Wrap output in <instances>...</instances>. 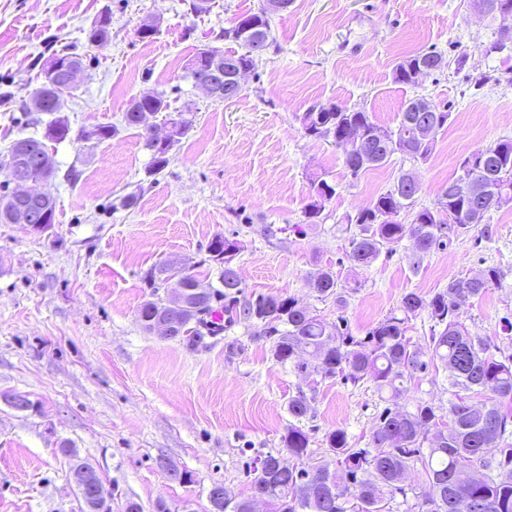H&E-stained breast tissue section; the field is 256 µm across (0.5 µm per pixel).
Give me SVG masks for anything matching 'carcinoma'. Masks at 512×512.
<instances>
[{"mask_svg": "<svg viewBox=\"0 0 512 512\" xmlns=\"http://www.w3.org/2000/svg\"><path fill=\"white\" fill-rule=\"evenodd\" d=\"M487 17L499 19L501 24L494 39L483 45L482 55L490 57L512 49L501 33L512 26V0H486ZM256 28L250 36L242 35L239 22L224 29L221 37L245 49L233 52L224 59L238 61L251 69L255 56L248 51V43L257 41L262 51L273 44L268 10L248 14ZM112 20L100 15L88 30L90 45L102 48L111 40ZM426 58L441 60L444 55L436 50H421L400 61L394 70V80L404 85L415 84V68ZM188 65V77L195 84L208 82L210 49L201 48ZM64 73L55 76L40 71V87L33 99L34 110L44 112L52 119L46 123L43 138L23 137L15 140L7 156L0 161L8 181L19 183L32 177L51 179L56 173L55 162L46 142L62 141L71 133V127L61 112L65 97L57 94L54 84ZM415 99L406 101L401 109L397 128L385 129L372 121L369 113L352 110L336 102L316 103L302 114L304 134L313 138L333 137L335 141L351 143L344 148V163L351 174L386 164L393 152L387 148L391 137L408 142L410 158L425 162L430 157L435 134L448 125L450 112L442 106L432 115V135L422 141L417 136L420 122L411 111ZM153 114L167 110L163 93L147 91L135 97L125 112L126 126L141 129L144 146L151 152L148 174H160L171 160L170 152L187 134L190 124L184 123L177 136L166 148L155 144L151 129L138 122L132 108ZM116 132L113 126L98 125L90 130H78L79 141H102ZM461 171L470 176L474 185L485 177H492L502 186V198L495 202L479 201L477 196L459 197L452 191L454 181L441 188L434 204L416 208L421 191L411 184L407 175L398 177L393 188L380 194L373 204L348 215L345 220L357 231L350 239V257L357 265L371 266L382 254L404 238L413 242L417 261L434 248L471 230L476 222L470 212L481 207L490 213L512 203V140L505 139L490 149H476L465 157ZM311 202L304 211L310 224L316 223L326 202L336 195V188L326 179L311 181ZM34 213L49 212V222L55 219V200L48 195L44 200L18 202L13 194L0 195V223L19 205ZM403 210L412 212L410 224H401L396 217ZM239 246L221 235L208 245L210 260L224 267V289L213 286L198 289L196 275L168 265H158L147 272V278L158 285L175 277L188 289L185 304L174 308L172 300L151 298L144 301L137 318L142 327L153 330L159 318L171 315L177 328L167 339L196 349L205 339L224 332V324L216 321L218 308H224L226 321L231 323L241 316L261 324L257 335L272 340V353L281 364L289 363L299 372L308 369L307 358L316 361L314 372L324 379L337 376L354 384L369 380L389 402L400 395L405 384L428 366H441L448 372L449 384L464 392H483L486 399L473 405L457 394L448 400L447 415L435 403L419 401L410 409H383L371 442L365 448H354L348 433L337 428L326 435L327 448L333 455L334 466L310 463L312 452L309 436L298 426L288 427L283 437L288 457L293 459L282 467L279 456L269 454L253 467L251 494L232 498L224 495V512H252L254 501L261 499L271 512H393V504L405 507L404 512H454L448 508L458 500L473 507L471 512H512V414L503 410L512 403V357L499 358L490 352V346L470 335L460 319L461 304L470 297L484 295L492 288L502 286L499 268L487 266L473 276L453 280L448 287L425 298L416 293L403 296L397 311L378 322L364 337L356 338L342 331L341 326L329 324L301 306L292 297L269 294L249 300L238 307L241 281L233 260ZM309 284L321 298L336 297L338 277L329 269H317L309 275ZM426 314L430 321L428 344L414 345L406 336V323L413 317ZM312 398L300 390L288 401V413L305 417L311 409ZM420 471L425 476V488L408 486L404 476L409 471Z\"/></svg>", "mask_w": 512, "mask_h": 512, "instance_id": "carcinoma-1", "label": "carcinoma"}]
</instances>
